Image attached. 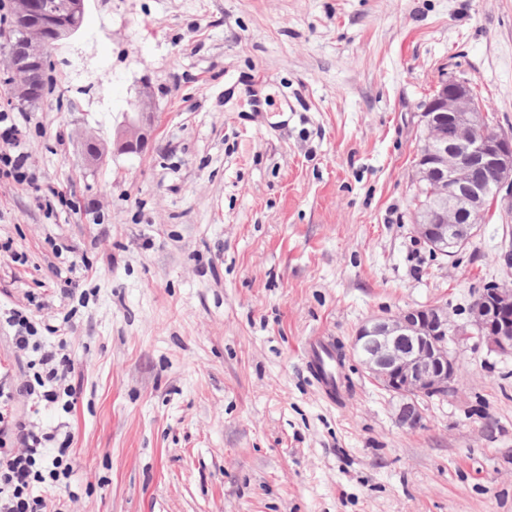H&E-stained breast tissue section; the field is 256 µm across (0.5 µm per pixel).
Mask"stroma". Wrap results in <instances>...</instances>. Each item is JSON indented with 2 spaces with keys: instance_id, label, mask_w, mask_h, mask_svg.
Instances as JSON below:
<instances>
[{
  "instance_id": "stroma-1",
  "label": "stroma",
  "mask_w": 512,
  "mask_h": 512,
  "mask_svg": "<svg viewBox=\"0 0 512 512\" xmlns=\"http://www.w3.org/2000/svg\"><path fill=\"white\" fill-rule=\"evenodd\" d=\"M44 79L0 78L37 176L0 179V312L74 361V408L27 410L73 437L68 512H512V357L469 339L409 430L356 356L333 404L303 352L512 284V194L456 257L412 230L436 86L512 132V0H88ZM145 89L147 148L112 150Z\"/></svg>"
}]
</instances>
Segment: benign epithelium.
Segmentation results:
<instances>
[{
  "mask_svg": "<svg viewBox=\"0 0 512 512\" xmlns=\"http://www.w3.org/2000/svg\"><path fill=\"white\" fill-rule=\"evenodd\" d=\"M39 0H13L25 26L23 43L0 61L17 97L38 96L34 73L44 66L48 47L81 29L87 0H69L60 15L38 8ZM150 93L143 91L136 115L117 131L119 149L133 153L144 147L151 115ZM423 134L414 164L417 190L432 201L415 208L413 230L436 254L452 256L481 230L488 203L503 189L512 190V134L499 132L470 86L446 80L426 102ZM492 175L487 184L477 173ZM512 357V287L492 284L470 308L469 327L451 320L441 306L407 309L376 316L358 329L352 342L369 380L400 400L399 423L409 429L422 424L418 400L440 396L458 376L459 364L450 344L472 337Z\"/></svg>",
  "mask_w": 512,
  "mask_h": 512,
  "instance_id": "7a95c632",
  "label": "benign epithelium"
}]
</instances>
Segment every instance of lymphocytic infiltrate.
<instances>
[{
  "label": "lymphocytic infiltrate",
  "instance_id": "f902f5d3",
  "mask_svg": "<svg viewBox=\"0 0 512 512\" xmlns=\"http://www.w3.org/2000/svg\"><path fill=\"white\" fill-rule=\"evenodd\" d=\"M0 141L8 146L0 152V177L24 186L32 184L34 176L20 149V130L9 113H0ZM5 323L14 331L13 341L18 350H32L27 362L32 377L5 390L0 385V512H63L64 497L69 487L76 459L67 449L49 454L54 442L51 432L35 430L14 408L15 395L57 402L59 397L74 398L75 390L68 383L74 370L65 342L45 348L38 339V330L29 311L12 309ZM41 485V494H33L34 485Z\"/></svg>",
  "mask_w": 512,
  "mask_h": 512
}]
</instances>
